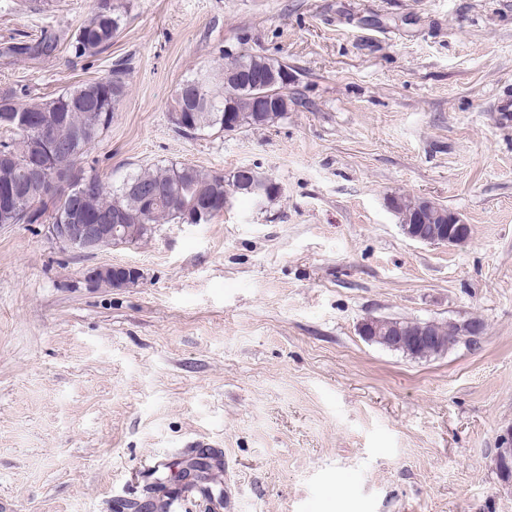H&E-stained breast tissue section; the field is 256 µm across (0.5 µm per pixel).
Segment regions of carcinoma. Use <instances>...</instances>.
Listing matches in <instances>:
<instances>
[{"mask_svg":"<svg viewBox=\"0 0 512 512\" xmlns=\"http://www.w3.org/2000/svg\"><path fill=\"white\" fill-rule=\"evenodd\" d=\"M120 6L112 4L106 13L96 8L90 12L80 27L70 35L43 31L39 38L30 41L7 42L0 47V57L10 61L27 58H49L60 48L65 47L78 58L97 56L112 46V39L123 24ZM246 70H274L288 72V65L266 57H240L213 71H205L184 81L179 87L176 101L188 112L193 128L182 132L185 137H195L207 130L224 129L226 108L234 112L237 128L260 127L274 124L284 118L283 107H273L257 114L253 112V95L265 94L281 99L288 96V84L278 81L269 86L250 90L244 87L239 78ZM128 64L117 61L110 72L102 77L87 81L51 96L33 97L27 89H10L0 93V113L11 112L8 100L15 97L20 106L28 112H46L52 119L54 135L58 139H71L78 131L82 141L77 144L72 164L79 163L112 123V112L121 101L127 88ZM0 130L8 137L0 140V180L12 181L29 164L33 153V132L15 123L0 122ZM90 176L97 184L94 192L82 194L81 203L90 216L123 212L127 216L129 234L125 241L138 243L152 234L157 224H206L224 211L218 203L206 212L197 211L198 202L213 197L224 196V187L231 194L251 197L250 187L271 182L261 172L250 168L246 172L224 176L219 172H206L188 163H170L148 168L128 177L116 188L109 187L101 176L90 170ZM134 182L167 186L173 190L168 200L160 201L151 211H141L137 196L129 192L126 185ZM20 210L32 209L38 219H46L49 224H66L70 218V197L76 194L72 188L69 196L60 193L42 195L37 189L25 183L16 184ZM392 210L402 224H446L448 209L443 206L427 207L419 199L397 196L392 199ZM399 325L410 336H417L428 324L424 322L399 320L391 321L382 328L375 343L383 340ZM434 334L441 333L440 323L429 324Z\"/></svg>","mask_w":512,"mask_h":512,"instance_id":"carcinoma-1","label":"carcinoma"}]
</instances>
